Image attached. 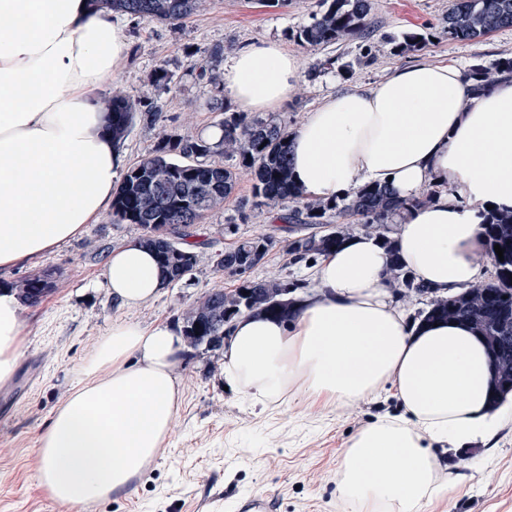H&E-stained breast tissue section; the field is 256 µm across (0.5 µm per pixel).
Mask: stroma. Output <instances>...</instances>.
<instances>
[{
    "label": "stroma",
    "instance_id": "stroma-1",
    "mask_svg": "<svg viewBox=\"0 0 512 512\" xmlns=\"http://www.w3.org/2000/svg\"><path fill=\"white\" fill-rule=\"evenodd\" d=\"M450 0H372L375 27L368 40L308 48L294 35L326 0H288L278 7H252L250 0H208L203 11L180 27L122 16L128 44L118 73L104 96L120 94L144 102L151 115H138L120 146L125 166L145 157L162 131L205 135L219 120L207 102L214 90L199 71L214 47L224 61L261 40L279 42L300 63V80L276 112L295 129L324 97L390 77L396 68L420 61H453L464 68L512 56V28L472 42H451L436 26ZM423 34L421 51L398 55L403 33ZM335 58L332 69L321 68ZM165 68L170 83L156 81ZM253 175L237 172L234 193L223 209L209 213L192 232L199 246L191 279L163 288L153 300L130 309L113 306L104 276L113 249L141 237L139 226L113 221L104 213L86 232L21 266L1 267L0 285L51 274L52 291L24 312L27 346L10 382L0 384V512H243L254 498L268 512H351L336 493L343 451L362 427L398 415L389 394L373 401L307 409L280 404L263 410L224 390L222 354L187 348L174 369L183 400L160 453L149 461L130 494L90 507H62L39 486L38 439L76 383L113 322L164 321L181 326L190 304L215 290L232 291L236 278L218 272V254L237 238H289L284 202L271 208L252 204ZM236 225V233L226 225ZM438 483L446 498L424 512H512V415L502 417L494 438L464 448H437Z\"/></svg>",
    "mask_w": 512,
    "mask_h": 512
}]
</instances>
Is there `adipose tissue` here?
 I'll list each match as a JSON object with an SVG mask.
<instances>
[{
	"label": "adipose tissue",
	"instance_id": "ef3b65f1",
	"mask_svg": "<svg viewBox=\"0 0 512 512\" xmlns=\"http://www.w3.org/2000/svg\"><path fill=\"white\" fill-rule=\"evenodd\" d=\"M121 27L89 0H0V267L53 250L106 211L122 164L100 104L126 52ZM299 61L274 42L224 70L248 112L292 96ZM294 181L331 201L366 185L402 200L435 198L400 222L397 253L440 297L485 280L481 224L512 209V78L474 94L452 63L402 67L330 95L290 135ZM390 256L355 233L309 271L281 322L259 314L224 327L223 382L252 404L293 395L334 405L390 389L405 419L381 418L345 448L337 494L359 512H420L448 489L433 445L490 437L512 392L499 391L483 340L464 323L413 319L391 292ZM113 304L154 299L166 281L155 253L132 241L105 262ZM17 297L0 293V383L26 344ZM186 344L166 323H113L39 440L40 486L64 506L126 491L179 412L173 370Z\"/></svg>",
	"mask_w": 512,
	"mask_h": 512
}]
</instances>
